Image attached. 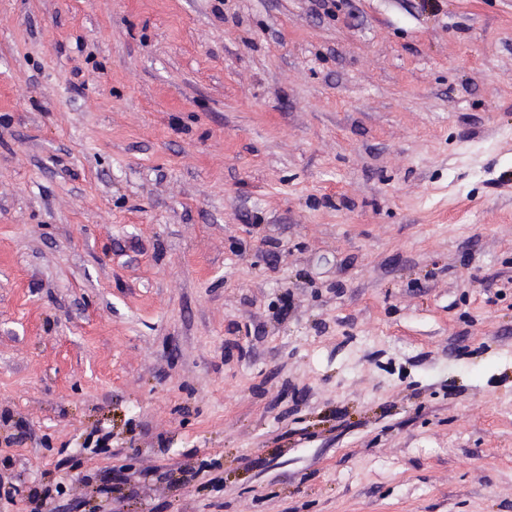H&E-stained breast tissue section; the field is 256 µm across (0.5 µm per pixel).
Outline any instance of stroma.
I'll return each instance as SVG.
<instances>
[{"label":"stroma","mask_w":512,"mask_h":512,"mask_svg":"<svg viewBox=\"0 0 512 512\" xmlns=\"http://www.w3.org/2000/svg\"><path fill=\"white\" fill-rule=\"evenodd\" d=\"M0 512H512V0H0Z\"/></svg>","instance_id":"1"}]
</instances>
